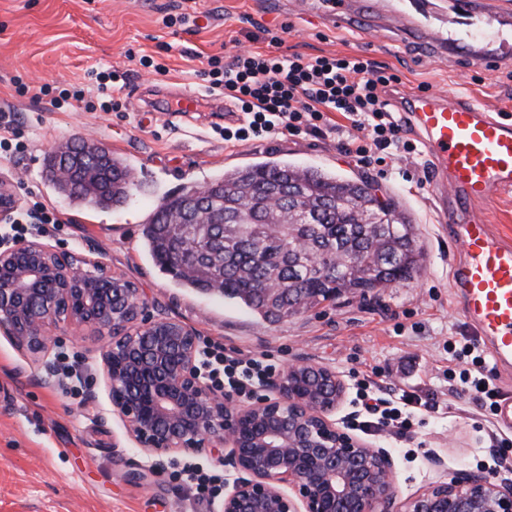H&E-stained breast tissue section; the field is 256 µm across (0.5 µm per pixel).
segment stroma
<instances>
[{
  "mask_svg": "<svg viewBox=\"0 0 512 512\" xmlns=\"http://www.w3.org/2000/svg\"><path fill=\"white\" fill-rule=\"evenodd\" d=\"M324 0L295 9L292 0H0V107L13 108L28 145L0 148V176L10 179L22 209L33 201L59 212L62 222L29 233L59 252L104 262L140 288L152 313L192 327L200 342H217L286 371L310 363L349 380L351 371L381 373L399 393L436 403L421 413L409 437L388 430L365 443L391 451L398 500L460 472L481 474L495 428L468 393L448 379V345L474 338L456 312L450 267L456 253L440 228L418 172L399 161L386 171L340 152L334 138L283 135L271 141L225 143L224 115L210 109L168 111L176 92H195L194 73L207 55L265 49L263 28L288 22L289 51L309 57L359 54L399 74L402 91L429 85L485 110L512 115V66L486 67L437 54L401 37L393 20L377 30L338 29L324 21ZM188 11L184 27L163 18ZM169 72L152 74L139 56L159 54ZM112 67L130 74L123 112H88L48 102L33 104L15 79L38 86L86 81ZM76 138L105 145L128 161L131 199L120 210H82L45 179L46 155ZM275 153L299 165L366 180L398 201L420 231L424 256L413 278L366 296L344 295L279 322H268L223 297L183 287L146 254L143 225L161 199L189 185H205L225 168ZM105 339L84 328L60 333L52 360L66 359L79 378L48 374L0 335V512H220L198 499L178 472L199 464L232 488L239 472L208 455L183 453L159 473L112 413L100 366Z\"/></svg>",
  "mask_w": 512,
  "mask_h": 512,
  "instance_id": "35a3bbf8",
  "label": "stroma"
}]
</instances>
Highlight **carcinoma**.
Here are the masks:
<instances>
[{
    "mask_svg": "<svg viewBox=\"0 0 512 512\" xmlns=\"http://www.w3.org/2000/svg\"><path fill=\"white\" fill-rule=\"evenodd\" d=\"M72 147L89 161H104L109 181L98 189L58 181L64 154L57 152L46 158L47 179L81 208L125 204L132 189L125 161L102 145ZM210 185L219 191L195 214L192 187L162 198L143 227L144 248L181 285L216 293L265 320L343 294L364 297L420 269L418 228L397 202L374 197L361 179L269 158L227 169ZM269 280L279 291L259 292Z\"/></svg>",
    "mask_w": 512,
    "mask_h": 512,
    "instance_id": "obj_1",
    "label": "carcinoma"
}]
</instances>
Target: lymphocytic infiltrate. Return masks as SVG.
I'll return each instance as SVG.
<instances>
[{"mask_svg":"<svg viewBox=\"0 0 512 512\" xmlns=\"http://www.w3.org/2000/svg\"><path fill=\"white\" fill-rule=\"evenodd\" d=\"M291 24L265 29L268 47L231 56H208L206 67L196 76L213 97L230 99L244 119L225 127L224 140L238 144L254 140H273L280 135L327 138L338 135L341 152L361 164L386 165L397 159L419 155L415 140L392 115L387 98L401 79L386 67L359 55H324L307 58L283 49ZM127 73L117 70L93 71L83 86L52 90L50 85L18 83L20 94L40 100L52 96L54 104L78 103L85 109L95 105L121 111L126 105ZM449 353L461 365L449 372V379L471 391L484 410L493 417L501 392L487 366L479 343L468 339L460 346H449ZM201 373L222 380L225 391L248 394L255 384L274 374L272 366L254 357L227 354L222 345L205 343L199 359ZM435 411L431 402L403 395L367 406L369 424L386 426L404 435L411 431L417 410Z\"/></svg>","mask_w":512,"mask_h":512,"instance_id":"obj_1","label":"lymphocytic infiltrate"}]
</instances>
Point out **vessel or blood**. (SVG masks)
I'll list each match as a JSON object with an SVG mask.
<instances>
[{"label":"vessel or blood","instance_id":"1","mask_svg":"<svg viewBox=\"0 0 512 512\" xmlns=\"http://www.w3.org/2000/svg\"><path fill=\"white\" fill-rule=\"evenodd\" d=\"M390 14L402 33L489 64L512 59V0H366ZM397 108L418 131L431 162L435 207L457 254L450 270L458 315L486 343L495 369L512 366V239L496 233L480 209L512 191V120L480 105L425 91Z\"/></svg>","mask_w":512,"mask_h":512}]
</instances>
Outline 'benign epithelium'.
<instances>
[{"label": "benign epithelium", "instance_id": "obj_1", "mask_svg": "<svg viewBox=\"0 0 512 512\" xmlns=\"http://www.w3.org/2000/svg\"><path fill=\"white\" fill-rule=\"evenodd\" d=\"M18 206L0 179V217ZM129 280L95 261L32 241L0 252V334L48 363L56 332L91 328L110 337L100 352L112 411L152 458L211 454L248 478L224 494L222 512H512V480L458 475L397 501L393 460L337 426L346 396L336 373L293 364L271 394L238 405L198 374L196 332L155 319Z\"/></svg>", "mask_w": 512, "mask_h": 512}]
</instances>
